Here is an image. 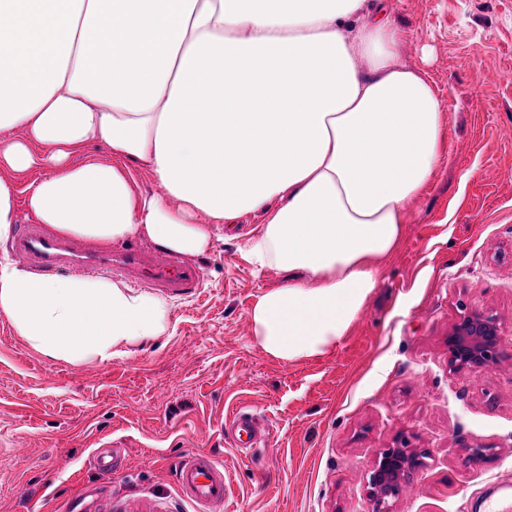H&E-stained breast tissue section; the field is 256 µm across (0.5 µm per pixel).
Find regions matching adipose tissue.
I'll use <instances>...</instances> for the list:
<instances>
[{
  "instance_id": "adipose-tissue-1",
  "label": "adipose tissue",
  "mask_w": 512,
  "mask_h": 512,
  "mask_svg": "<svg viewBox=\"0 0 512 512\" xmlns=\"http://www.w3.org/2000/svg\"><path fill=\"white\" fill-rule=\"evenodd\" d=\"M382 0H0V241L18 198L67 236L240 249L287 273L249 315L286 362L346 336L442 159L429 74L396 63ZM110 161L72 164L90 141ZM164 194L136 192L130 163ZM208 223H200L198 214ZM0 315L37 352L106 362L169 331L167 300L102 277H43L0 256Z\"/></svg>"
}]
</instances>
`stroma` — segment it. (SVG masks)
I'll use <instances>...</instances> for the list:
<instances>
[{"mask_svg": "<svg viewBox=\"0 0 512 512\" xmlns=\"http://www.w3.org/2000/svg\"><path fill=\"white\" fill-rule=\"evenodd\" d=\"M386 6L407 33L399 64L437 88L445 154L347 335L295 363L257 344L250 307L285 276L242 259L254 216L196 259L167 335L129 357L53 360L0 315V512H201L175 476L190 451L223 465L222 512H369L375 459L403 445L424 465L394 512L512 500V0ZM462 303L503 324L492 369L448 368ZM241 407L268 434L248 460L224 434Z\"/></svg>", "mask_w": 512, "mask_h": 512, "instance_id": "35a3bbf8", "label": "stroma"}]
</instances>
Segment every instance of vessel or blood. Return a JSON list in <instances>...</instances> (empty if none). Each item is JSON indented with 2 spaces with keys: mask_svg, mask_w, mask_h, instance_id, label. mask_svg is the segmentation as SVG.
<instances>
[{
  "mask_svg": "<svg viewBox=\"0 0 512 512\" xmlns=\"http://www.w3.org/2000/svg\"><path fill=\"white\" fill-rule=\"evenodd\" d=\"M15 253L39 272L48 274L65 267L77 274L115 271L136 286H151L180 295L196 288L199 273L174 256L156 262L149 254L130 249L113 253L92 251L75 240L43 230L40 225L25 226L13 242ZM229 433L234 447L256 448L264 440L252 414L232 415ZM177 482L184 495L211 506L224 503V468L204 452L188 453L177 471Z\"/></svg>",
  "mask_w": 512,
  "mask_h": 512,
  "instance_id": "b4317fda",
  "label": "vessel or blood"
}]
</instances>
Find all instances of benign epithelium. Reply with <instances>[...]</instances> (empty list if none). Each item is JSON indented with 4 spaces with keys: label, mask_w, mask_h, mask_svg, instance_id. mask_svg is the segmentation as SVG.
Instances as JSON below:
<instances>
[{
    "label": "benign epithelium",
    "mask_w": 512,
    "mask_h": 512,
    "mask_svg": "<svg viewBox=\"0 0 512 512\" xmlns=\"http://www.w3.org/2000/svg\"><path fill=\"white\" fill-rule=\"evenodd\" d=\"M502 323L483 310L461 307L448 329V367L453 372L494 367L499 360ZM422 465L419 456L404 448L383 450L368 474L372 512H392L396 487Z\"/></svg>",
    "instance_id": "obj_1"
}]
</instances>
